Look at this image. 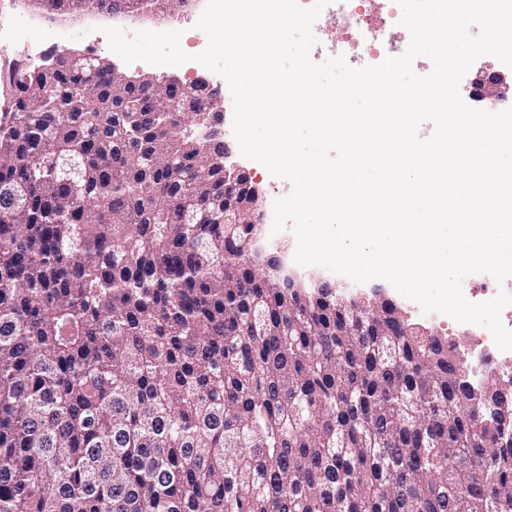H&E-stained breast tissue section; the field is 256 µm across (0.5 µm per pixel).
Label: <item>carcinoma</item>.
Masks as SVG:
<instances>
[{
	"label": "carcinoma",
	"mask_w": 512,
	"mask_h": 512,
	"mask_svg": "<svg viewBox=\"0 0 512 512\" xmlns=\"http://www.w3.org/2000/svg\"><path fill=\"white\" fill-rule=\"evenodd\" d=\"M5 79L0 512H512V376L289 282L224 223L223 147L178 88L68 52Z\"/></svg>",
	"instance_id": "obj_1"
}]
</instances>
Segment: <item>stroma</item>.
I'll return each instance as SVG.
<instances>
[{"label":"stroma","mask_w":512,"mask_h":512,"mask_svg":"<svg viewBox=\"0 0 512 512\" xmlns=\"http://www.w3.org/2000/svg\"><path fill=\"white\" fill-rule=\"evenodd\" d=\"M206 0H195L184 7L177 0H168L164 10L157 15L144 18H123L113 21L110 15H84L64 22L45 13L33 10L27 0H0V126L10 119L14 97L6 85L3 75L16 62H29L32 55L48 57L59 52L95 54L111 59L114 66L129 76H151L156 74L154 65L137 61L125 63L113 54L103 32L105 26L118 24L126 33L139 30L165 31L172 23H180L185 41H192L197 30L194 26L198 14L202 13ZM486 73H495L504 78L512 77V69L492 56L475 61L460 83V94L464 102L474 108L490 112L502 111L511 103L478 100L470 91L474 79Z\"/></svg>","instance_id":"obj_1"}]
</instances>
